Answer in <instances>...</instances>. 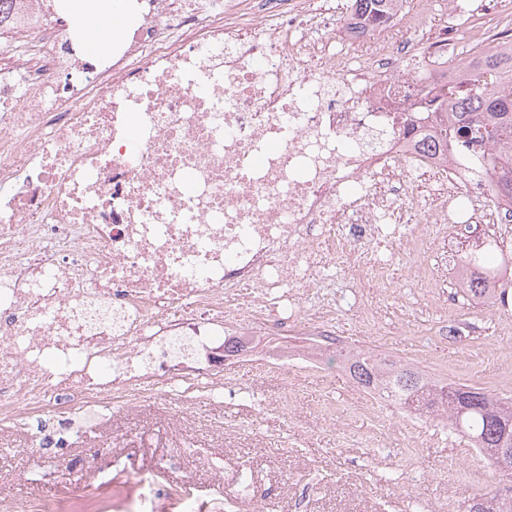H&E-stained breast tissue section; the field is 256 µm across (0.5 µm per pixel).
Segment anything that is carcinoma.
<instances>
[{
	"label": "carcinoma",
	"mask_w": 512,
	"mask_h": 512,
	"mask_svg": "<svg viewBox=\"0 0 512 512\" xmlns=\"http://www.w3.org/2000/svg\"><path fill=\"white\" fill-rule=\"evenodd\" d=\"M395 0H349L358 23L380 27L392 17ZM490 67L512 69V43L499 41L484 52ZM450 95L459 99L446 113L449 133L465 149L484 143L488 152L476 165L490 173L489 193L512 198V80L496 75L468 76ZM361 387L398 408L421 417H435L467 439L481 461L498 470L497 451L512 448V433L504 434L501 420H512V396H499L482 388L438 380L413 364L361 350L349 366ZM476 512H512V495L500 492L472 500Z\"/></svg>",
	"instance_id": "obj_1"
}]
</instances>
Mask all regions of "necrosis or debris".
<instances>
[{"instance_id": "4bbe7bcc", "label": "necrosis or debris", "mask_w": 512, "mask_h": 512, "mask_svg": "<svg viewBox=\"0 0 512 512\" xmlns=\"http://www.w3.org/2000/svg\"><path fill=\"white\" fill-rule=\"evenodd\" d=\"M92 63L54 0H0V423L65 406L53 447L150 386L224 388L235 331L336 347L299 296L359 288L422 246L512 225L439 138L443 89L487 68L418 51L424 13L377 29L311 0H137ZM429 178L423 207L416 175Z\"/></svg>"}]
</instances>
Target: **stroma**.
<instances>
[{
	"instance_id": "35a3bbf8",
	"label": "stroma",
	"mask_w": 512,
	"mask_h": 512,
	"mask_svg": "<svg viewBox=\"0 0 512 512\" xmlns=\"http://www.w3.org/2000/svg\"><path fill=\"white\" fill-rule=\"evenodd\" d=\"M417 229L429 236L417 264L395 265L384 287L364 289L360 307L350 306L352 277L340 267L303 297L304 313L335 304L344 345L512 396V275L501 284L508 304L457 294L465 271L452 260L489 240ZM308 343L260 337L227 365L223 391L188 399L175 386L136 410H106L101 426L65 448L41 444L55 414L22 415L0 430V504L113 512L114 499L146 481L157 512H180L175 496L186 490L195 512H466L498 487L494 473L474 482L478 461L464 440L382 401L367 404L338 363L293 368L292 354Z\"/></svg>"
}]
</instances>
